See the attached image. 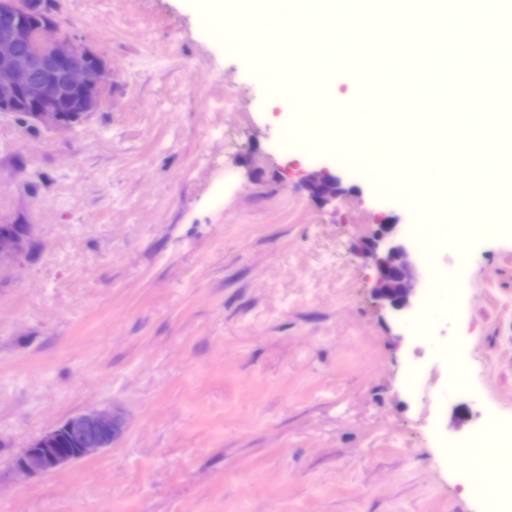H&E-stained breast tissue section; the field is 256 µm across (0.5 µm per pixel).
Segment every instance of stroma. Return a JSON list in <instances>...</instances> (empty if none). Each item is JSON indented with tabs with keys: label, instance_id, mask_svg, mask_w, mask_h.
<instances>
[{
	"label": "stroma",
	"instance_id": "obj_1",
	"mask_svg": "<svg viewBox=\"0 0 512 512\" xmlns=\"http://www.w3.org/2000/svg\"><path fill=\"white\" fill-rule=\"evenodd\" d=\"M56 33L112 67L70 130L0 114V512H486L467 481L488 419L512 423V233L438 255L461 304L448 363L373 299L370 240L418 211L355 171L345 116L262 93L256 55L190 0H50ZM89 408L111 449L35 478L15 455ZM341 183V177L324 166H317L311 171L305 182L312 196L322 202L336 199ZM0 231H6L17 238L27 237L28 225L25 224H0ZM8 234L0 235V269L2 266L14 263L23 253L22 242Z\"/></svg>",
	"mask_w": 512,
	"mask_h": 512
}]
</instances>
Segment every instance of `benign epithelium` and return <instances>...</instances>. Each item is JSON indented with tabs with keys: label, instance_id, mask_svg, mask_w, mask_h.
Instances as JSON below:
<instances>
[{
	"label": "benign epithelium",
	"instance_id": "obj_1",
	"mask_svg": "<svg viewBox=\"0 0 512 512\" xmlns=\"http://www.w3.org/2000/svg\"><path fill=\"white\" fill-rule=\"evenodd\" d=\"M37 11L21 0H0V113H24L27 120L47 128L71 129L100 110L112 85L106 62L83 44L50 35L53 22L39 30L37 43L26 16ZM342 179L324 166L306 179L313 197L323 202L336 198ZM23 253L22 242L0 235V267L14 263ZM378 276L373 298L400 313L406 320L418 307L423 283L417 268V252L411 236L400 224L387 225L372 244ZM124 419L118 412L88 409L49 428L24 448L14 460V469L26 477L47 475L109 449L123 433ZM65 434L80 448H57Z\"/></svg>",
	"mask_w": 512,
	"mask_h": 512
}]
</instances>
